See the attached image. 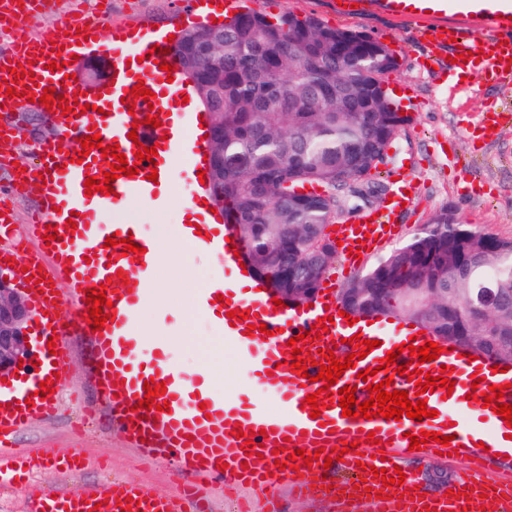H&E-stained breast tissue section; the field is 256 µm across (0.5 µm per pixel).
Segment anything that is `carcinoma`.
Here are the masks:
<instances>
[{"label":"carcinoma","instance_id":"obj_1","mask_svg":"<svg viewBox=\"0 0 512 512\" xmlns=\"http://www.w3.org/2000/svg\"><path fill=\"white\" fill-rule=\"evenodd\" d=\"M216 32L224 64L209 69L200 88L210 130H224L214 200L224 205L246 253L262 256L272 287L279 284L286 238L288 275L318 289L332 258L315 278L304 264L312 235L323 234L340 205L336 191L377 168L410 121L378 94L396 65L385 63L367 36L324 28L310 16L270 20L248 9L225 18ZM469 231L440 210L409 241L357 273L342 289V306L436 330L448 321L468 332L472 352L512 362V350L488 340L512 337V240L479 237L462 252L447 248ZM440 261L444 271L433 278ZM487 286L495 300L485 309L478 295Z\"/></svg>","mask_w":512,"mask_h":512}]
</instances>
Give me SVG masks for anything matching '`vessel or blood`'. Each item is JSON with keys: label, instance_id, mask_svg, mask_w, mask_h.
Masks as SVG:
<instances>
[{"label": "vessel or blood", "instance_id": "b4317fda", "mask_svg": "<svg viewBox=\"0 0 512 512\" xmlns=\"http://www.w3.org/2000/svg\"><path fill=\"white\" fill-rule=\"evenodd\" d=\"M453 0H362L368 9H379L406 21L422 23V38L430 44L448 48L450 54H466L463 62L449 64L448 74L457 88L468 89L475 83L512 87V0H462L464 9L458 18L449 19ZM25 15L15 11L7 35L9 45L0 51V112L20 110L29 95H42L53 89L55 97L72 100L69 113L52 107L47 117L62 129L59 143L41 150L40 163L28 172L30 181L39 184L44 205L32 217L25 238L10 236L11 217L0 216V257L15 259L13 276L23 282L35 310L33 331L36 348L28 362L9 383H0V445L8 436L28 426L37 418H49L56 412L57 392L70 374L69 339L81 331L91 344L90 370L98 380L96 411L110 415L115 430L130 448L143 458L167 457L174 461L185 483L176 496H163L133 482H108L92 486L37 489L32 498L34 512H121L120 502L131 501L132 512H192L194 504L213 491L249 486L268 491L281 483L302 494H329L351 501L354 488L368 484L362 499L379 501L389 512L391 498H398L400 512H463L468 501L484 505L485 512H512V483L486 486L481 472L486 467L490 449L510 448L512 440L501 415L491 408L476 409L469 395L472 390L487 392L489 386L503 387V403L512 405V370L495 371L493 363L471 361L458 352L443 351L431 361L412 360L409 352L399 354L398 363L408 370H422L439 376L442 367H451L453 390L435 387L422 393L427 408L437 410V417L402 420L376 417H346L338 403L322 409L319 418H311L303 408L306 396L319 388L314 378L317 368L301 373L291 368L290 338H299L300 348L320 359L326 352L347 358L356 348L347 344L350 327L340 315L341 306L332 288L303 309L275 307L274 291L264 286L253 272L243 271L244 257L235 254L241 240L235 227L225 217L211 215L199 219L197 226L180 225L182 239L222 260L223 273L214 275L206 288L195 297L198 308L213 322L215 329L231 343L241 359L254 365L264 398L260 401L234 400L225 396L209 378L189 379L171 369L164 339L141 336L132 325L144 303L156 267L152 240L137 233L136 225L120 221L105 222L104 214L119 211L130 197L153 199L158 187L167 186L181 159H188L192 172L208 169L206 159L208 130L205 119L194 112L187 99L193 90L183 78L180 64L167 53L163 33L130 27L122 23L105 24L101 16L90 22L61 20L39 36L27 35ZM107 33L104 46L112 60L110 76L85 90L66 77L63 70H49L50 61L69 60L81 37L96 41ZM25 62L24 78L14 79L11 70ZM171 71H163V64ZM144 85L153 98L144 101L131 95L133 86ZM15 87L16 97H8V87ZM157 108L159 127L146 124L150 108ZM99 132L101 146L118 145L127 161L138 164L135 177L119 176L112 184V194H86L87 178L99 175L100 148L80 156V141L91 132ZM136 139H129V132ZM155 147V162L136 161L139 146ZM157 181H149L150 172ZM415 180L403 174L396 181L391 200L376 215H363L358 224H342L336 231L345 259L344 267H360L361 257L380 251L400 234L391 217L412 202ZM78 213L75 230H67L65 219ZM132 238L143 247V255L124 254L120 245L106 247L107 237ZM37 246L40 266L26 267L19 258L20 244ZM127 277L128 287L108 288L106 281ZM105 286L106 299L112 304L113 320L102 330H93L86 315L90 290ZM73 309L72 318L58 321L61 306ZM237 311L230 319L229 311ZM331 318L327 332L314 335L317 320ZM266 332H258V325ZM380 345L354 367L345 369L332 392L341 387L355 388V399L369 400L370 386L391 378V387L408 395L418 393L407 376L393 369H380V359L405 341L415 347L428 343L425 336H410L397 328H378L372 333ZM372 370L369 379H360L363 370ZM166 385L165 399L170 408H139L147 380ZM47 382L48 394H39L40 382ZM437 432L450 437L451 448L466 457V474L452 486L453 496L424 501L418 499L417 480L407 476L395 484L394 467L399 455L408 453L410 438L420 431ZM254 432L250 450H243L236 432ZM375 435L385 445L384 456H367L368 435ZM343 450L342 460L333 462L336 470L347 472L345 480L334 488L312 484L311 474L323 472V460L300 469L287 468L290 452L302 449L312 455L319 448ZM385 469L391 485L375 477L374 469ZM385 476V477H386ZM388 497L377 500L376 495Z\"/></svg>", "mask_w": 512, "mask_h": 512}]
</instances>
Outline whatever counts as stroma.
<instances>
[{
	"label": "stroma",
	"instance_id": "obj_1",
	"mask_svg": "<svg viewBox=\"0 0 512 512\" xmlns=\"http://www.w3.org/2000/svg\"><path fill=\"white\" fill-rule=\"evenodd\" d=\"M54 10L27 15V29L36 35L56 24L64 15L105 9L109 22L157 26L176 33L182 27L198 25L199 19L189 7V0H57ZM241 5L270 17L293 14L314 16L323 26L348 29L386 41L393 46L397 69L389 74L390 86L407 88L404 111L410 123L399 133L388 151L386 165L371 174L374 182L389 184L401 167H408L418 188L417 200L409 211L397 216L403 227V239H410L417 229L429 223L442 208L452 209L472 228L512 240V119L503 120L496 134L483 140L467 137L466 126L480 123L487 106L512 111V91L497 86L476 84L464 92L449 84L441 69L424 70L422 56L436 54L447 61L446 51H433L417 37L414 23L401 21L376 11L360 9L346 13L337 10L334 0H240ZM9 134V160L0 163V197L13 213L17 234H24L30 214L37 210L40 198L35 189L14 190L18 167H32L39 161L40 146L52 142L56 128L40 113L30 108L23 112L0 114V131ZM195 185L188 166H181L165 201L146 206L132 199L121 211L123 222L142 225L152 232L154 225L177 226L185 202L194 196ZM218 262L201 252L186 260L161 265L153 281L164 292L167 303L182 308L181 320L159 319L157 307L143 304L137 315L136 332L166 338L170 357L181 369L207 367L216 386L225 394H246L260 398L261 392L251 381L250 367L239 357L234 346L218 335L211 323L194 311V295L203 288ZM77 353L72 377L59 395L57 414L36 419L17 432L7 454L26 457L42 449L63 455L82 453L89 461L78 475L69 476L33 471V483L54 485H94L106 479L134 481L157 494L170 495L178 489L173 461L156 458L141 460L123 447L120 436L102 422L89 417L85 401L93 389L85 375L81 341H74ZM400 467L415 473L421 490L428 495L446 493L463 474L462 460L445 456L423 458L402 455Z\"/></svg>",
	"mask_w": 512,
	"mask_h": 512
}]
</instances>
